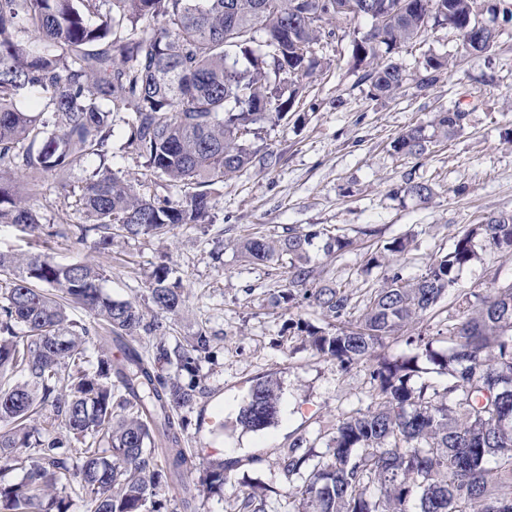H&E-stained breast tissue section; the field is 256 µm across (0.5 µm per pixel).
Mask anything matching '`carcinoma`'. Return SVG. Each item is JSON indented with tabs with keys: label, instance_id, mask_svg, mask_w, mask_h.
<instances>
[{
	"label": "carcinoma",
	"instance_id": "carcinoma-1",
	"mask_svg": "<svg viewBox=\"0 0 512 512\" xmlns=\"http://www.w3.org/2000/svg\"><path fill=\"white\" fill-rule=\"evenodd\" d=\"M0 0V224L40 237L43 224L26 195L25 180L99 164L79 192L64 196L78 222L48 233L112 250L114 240L161 238L184 224H204L211 186L247 168L251 140L264 120L280 121L322 66L321 23L341 31L360 18L385 20L352 40L351 62L372 95L390 97L412 85L429 90L449 60L430 56L415 75L386 53L420 39L428 27L451 29L477 56L495 52V28L476 27L478 0ZM494 17L512 20V0H494ZM29 92L41 110L24 112ZM468 113L441 110L431 132L416 126L398 134L395 153L417 157L433 143L457 136ZM135 156L180 196L140 194L112 169L114 152ZM402 191L420 204L432 185L407 179ZM345 236L288 228L271 240L254 234L237 244L243 261L276 265L288 259L287 283L268 292L273 307L306 301L326 327L299 326L318 354L348 368L371 366V403L339 416L324 458L283 457L286 476L300 482L289 494L294 510L281 512H512V283L484 294L458 293L448 323V353L426 337L424 348L448 371L442 389L415 387L414 359L376 354L383 339L418 322L456 289L460 271L478 258L477 247L512 255V213L489 216L454 237L448 252L406 280L395 271L380 288L357 296L326 276L312 260L348 251ZM410 241L395 238L372 260L402 256ZM166 264L151 274L141 306L103 292L95 267L60 264L48 252L25 257L0 252V470L24 478L0 485V512H67L62 480H79L90 512H165L158 489L189 471L188 428L179 411L205 387L200 365L212 358L213 336L201 327L187 345L170 346L169 319L185 298ZM81 307L96 324L78 323L67 310ZM144 333L148 343L136 339ZM113 342L121 357L105 346ZM98 348L94 370L84 367ZM455 367H449V364ZM175 369L170 374L169 369ZM51 409L45 425L33 415ZM280 414L272 381L254 385L238 412L251 432ZM81 443L70 468L67 449ZM28 454L22 456L19 449ZM224 463L211 465L203 490L221 488Z\"/></svg>",
	"mask_w": 512,
	"mask_h": 512
}]
</instances>
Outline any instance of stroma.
Masks as SVG:
<instances>
[{"label": "stroma", "instance_id": "1", "mask_svg": "<svg viewBox=\"0 0 512 512\" xmlns=\"http://www.w3.org/2000/svg\"><path fill=\"white\" fill-rule=\"evenodd\" d=\"M493 25L499 50L489 59L466 54L456 34L442 27L401 45L393 57L408 71L421 70L430 55L452 56L454 66L427 94L404 88L387 99L372 98L349 65L354 35L367 32L370 19L353 21L341 40L323 38L321 70L308 79L287 119L265 124L253 142L257 160L214 185L211 223L184 225L160 240L119 239L105 254L88 241L35 239L0 224V252L47 249L59 263L92 265L115 300L144 301L150 275L162 262L181 279L186 306L171 321L170 343H186L202 327L214 337V356L200 371L206 390L186 411L188 480L199 483L211 463L230 465L223 491L199 498L198 512H228L250 494L277 505L299 482L280 466L289 448L299 443L324 452L323 437L337 418L370 403L369 364L345 369L313 351L295 324L302 319L321 326L319 315L304 304L270 307L266 293L285 273L243 262L237 240L311 226L356 239L354 249L320 256L319 263L361 294L384 284L389 268L373 265L370 257L394 238L413 240L397 263L412 279L432 256L447 252L459 232L488 215L512 212V23L497 19ZM454 106L469 113L462 134L437 141L419 158L394 153L398 133ZM270 155L275 163H267ZM83 177L76 170L64 182L51 174L42 178L32 192L42 224H60L63 188L80 186ZM410 178L433 185L428 205L398 195ZM510 282L512 256L490 247L459 276L461 289L482 293ZM267 378L280 388L279 418L263 431H245L237 422L239 408L252 386Z\"/></svg>", "mask_w": 512, "mask_h": 512}]
</instances>
